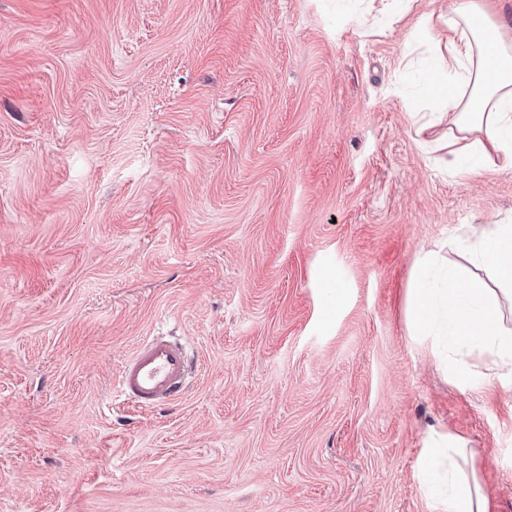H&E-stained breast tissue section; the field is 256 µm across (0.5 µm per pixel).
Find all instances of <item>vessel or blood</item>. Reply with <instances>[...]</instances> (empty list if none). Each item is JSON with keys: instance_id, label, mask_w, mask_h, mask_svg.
I'll return each mask as SVG.
<instances>
[{"instance_id": "vessel-or-blood-1", "label": "vessel or blood", "mask_w": 512, "mask_h": 512, "mask_svg": "<svg viewBox=\"0 0 512 512\" xmlns=\"http://www.w3.org/2000/svg\"><path fill=\"white\" fill-rule=\"evenodd\" d=\"M189 376L184 348L154 336L124 361L114 392L123 400L153 407L178 400L187 389Z\"/></svg>"}]
</instances>
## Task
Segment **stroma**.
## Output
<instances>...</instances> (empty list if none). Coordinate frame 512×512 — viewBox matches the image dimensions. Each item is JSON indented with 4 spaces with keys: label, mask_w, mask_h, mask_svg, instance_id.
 <instances>
[{
    "label": "stroma",
    "mask_w": 512,
    "mask_h": 512,
    "mask_svg": "<svg viewBox=\"0 0 512 512\" xmlns=\"http://www.w3.org/2000/svg\"><path fill=\"white\" fill-rule=\"evenodd\" d=\"M449 5L0 0V512H433L452 446L512 512V374L408 322L512 222L424 146ZM153 336L193 369L148 409ZM190 364L184 348L153 336L121 367L117 397L142 407L178 400L186 391Z\"/></svg>",
    "instance_id": "obj_1"
}]
</instances>
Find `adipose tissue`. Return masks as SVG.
Here are the masks:
<instances>
[{"label": "adipose tissue", "instance_id": "ef3b65f1", "mask_svg": "<svg viewBox=\"0 0 512 512\" xmlns=\"http://www.w3.org/2000/svg\"><path fill=\"white\" fill-rule=\"evenodd\" d=\"M418 24L447 32L435 50L434 66L423 77L427 96L456 113L460 130L480 133L463 145L449 140V166L464 165L472 172L487 166L512 169V34L496 21L489 0H457L449 15L424 16ZM469 257L512 284V224L476 232ZM410 300L414 331H427L433 308L442 307L449 345L489 354L494 368L512 371V333L503 331L495 300L481 283L451 267L442 287L416 282ZM453 483L444 512H490L475 476L462 471Z\"/></svg>", "mask_w": 512, "mask_h": 512}]
</instances>
